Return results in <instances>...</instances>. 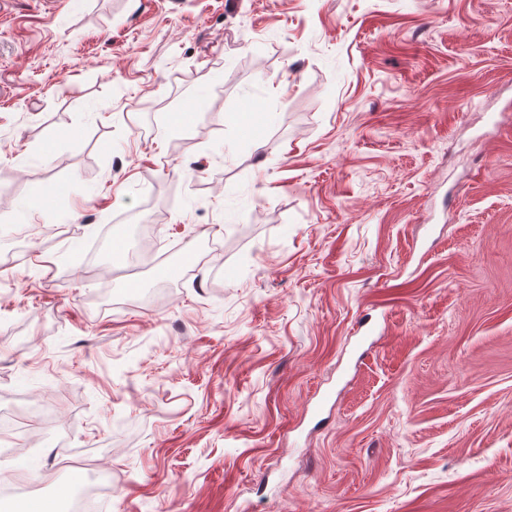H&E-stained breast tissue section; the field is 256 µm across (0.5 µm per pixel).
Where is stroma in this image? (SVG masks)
<instances>
[{
  "instance_id": "1",
  "label": "stroma",
  "mask_w": 512,
  "mask_h": 512,
  "mask_svg": "<svg viewBox=\"0 0 512 512\" xmlns=\"http://www.w3.org/2000/svg\"><path fill=\"white\" fill-rule=\"evenodd\" d=\"M1 224L7 512H512V0H0Z\"/></svg>"
}]
</instances>
